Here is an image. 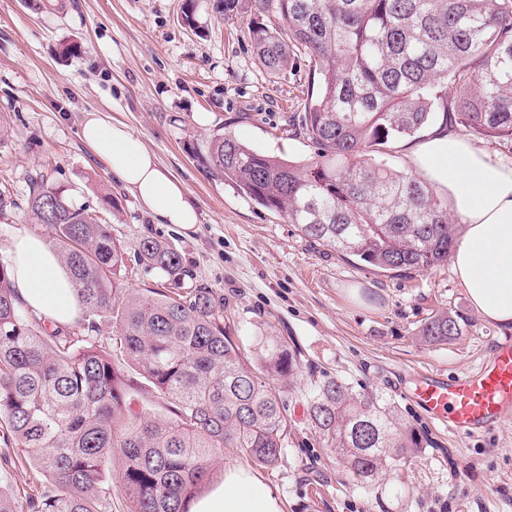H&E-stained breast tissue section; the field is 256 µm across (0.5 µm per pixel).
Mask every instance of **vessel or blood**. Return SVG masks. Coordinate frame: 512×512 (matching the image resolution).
Here are the masks:
<instances>
[{
  "mask_svg": "<svg viewBox=\"0 0 512 512\" xmlns=\"http://www.w3.org/2000/svg\"><path fill=\"white\" fill-rule=\"evenodd\" d=\"M410 398L428 419L460 437H473L512 419V341L496 342L477 369L453 377L426 373Z\"/></svg>",
  "mask_w": 512,
  "mask_h": 512,
  "instance_id": "b4317fda",
  "label": "vessel or blood"
}]
</instances>
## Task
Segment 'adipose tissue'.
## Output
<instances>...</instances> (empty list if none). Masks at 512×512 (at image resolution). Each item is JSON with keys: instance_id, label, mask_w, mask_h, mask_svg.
Wrapping results in <instances>:
<instances>
[{"instance_id": "1", "label": "adipose tissue", "mask_w": 512, "mask_h": 512, "mask_svg": "<svg viewBox=\"0 0 512 512\" xmlns=\"http://www.w3.org/2000/svg\"><path fill=\"white\" fill-rule=\"evenodd\" d=\"M80 137L117 176L141 207L167 224L198 222L193 200L143 141L102 113H85ZM413 168L438 191L465 226L452 268L473 309L499 327H512V162L493 161L460 135L436 131L412 152ZM11 282L22 306L54 326L81 315L74 284L57 252L29 231L8 247ZM191 512H281L275 494L240 468H227L224 483L196 500Z\"/></svg>"}]
</instances>
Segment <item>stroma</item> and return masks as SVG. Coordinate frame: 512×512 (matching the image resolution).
Segmentation results:
<instances>
[{"label": "stroma", "mask_w": 512, "mask_h": 512, "mask_svg": "<svg viewBox=\"0 0 512 512\" xmlns=\"http://www.w3.org/2000/svg\"><path fill=\"white\" fill-rule=\"evenodd\" d=\"M0 0V260L12 235L40 232L27 210L29 183L46 177L112 226L134 253L141 237L171 243L190 272L185 284L213 289L244 345L285 337L301 352L303 374L284 400L291 424L278 467L218 457L213 485L228 467L248 469L271 489L282 512H512V420L475 438L433 425L408 399L423 372L448 376L479 366L512 329L473 310L451 263L381 274L302 236L203 164L215 134L293 161L312 145L293 136L306 61L272 78L243 31L249 0L232 16L198 0ZM127 125L180 180L199 222L159 223L108 172L79 136L85 113ZM442 307L465 323L450 343L421 342L418 326ZM344 379L398 407L431 447L397 470L385 489L364 488L322 448L304 413L309 372Z\"/></svg>", "instance_id": "1"}]
</instances>
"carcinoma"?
<instances>
[{
  "mask_svg": "<svg viewBox=\"0 0 512 512\" xmlns=\"http://www.w3.org/2000/svg\"><path fill=\"white\" fill-rule=\"evenodd\" d=\"M251 9L277 20L247 26L266 74L307 58L305 98L288 127L315 152L290 161L220 133L207 145L210 171L363 267L390 274L447 261L456 242L448 200L385 157L438 119L512 140V0H251ZM28 208L75 282L82 318L54 329L29 321L0 262V434L50 483L21 501L0 485V512L110 509L115 458L129 512H189L228 448L277 466L290 429L281 395L301 372L300 352L269 334L240 343L212 289L182 290L189 272L170 243L144 236L134 257L173 288L130 289L119 279L124 247L65 189L32 182ZM105 318L165 415L132 410L138 382L112 361V342L95 336ZM463 323L441 309L416 336L448 343ZM305 410L366 487L430 443L394 403L335 377L309 378Z\"/></svg>",
  "mask_w": 512,
  "mask_h": 512,
  "instance_id": "obj_1",
  "label": "carcinoma"
}]
</instances>
